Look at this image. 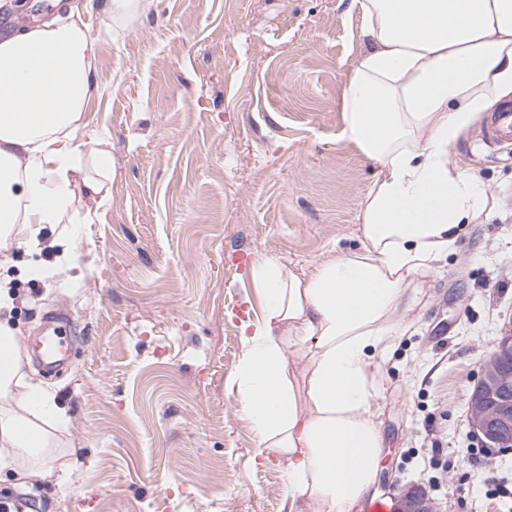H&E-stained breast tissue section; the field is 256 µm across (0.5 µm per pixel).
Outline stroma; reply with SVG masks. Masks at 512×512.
<instances>
[{
	"mask_svg": "<svg viewBox=\"0 0 512 512\" xmlns=\"http://www.w3.org/2000/svg\"><path fill=\"white\" fill-rule=\"evenodd\" d=\"M58 0H0V33L66 16ZM353 0H155L104 39L82 141L112 146L111 195L82 225L75 268H10L22 341L47 316L73 349L37 372L70 415L63 486L0 473L33 512H281L284 466L264 463L231 384L255 292L234 261L308 268L358 245L376 169L340 138L364 37ZM452 157L486 188L453 249L415 282L407 329L380 364L378 488H424L441 512H512V451L487 457L467 425L483 359L512 322V154Z\"/></svg>",
	"mask_w": 512,
	"mask_h": 512,
	"instance_id": "obj_1",
	"label": "stroma"
}]
</instances>
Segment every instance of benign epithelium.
Here are the masks:
<instances>
[{"label":"benign epithelium","mask_w":512,"mask_h":512,"mask_svg":"<svg viewBox=\"0 0 512 512\" xmlns=\"http://www.w3.org/2000/svg\"><path fill=\"white\" fill-rule=\"evenodd\" d=\"M483 381L468 399L467 423L485 450L495 455L512 448V325L505 327L482 362ZM400 512H438L422 488L409 490Z\"/></svg>","instance_id":"obj_1"}]
</instances>
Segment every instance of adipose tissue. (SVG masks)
<instances>
[{
    "label": "adipose tissue",
    "mask_w": 512,
    "mask_h": 512,
    "mask_svg": "<svg viewBox=\"0 0 512 512\" xmlns=\"http://www.w3.org/2000/svg\"><path fill=\"white\" fill-rule=\"evenodd\" d=\"M154 0H76L68 15L0 35V251L55 250L70 267L87 204L110 194L106 142L82 147L98 39L146 16ZM365 46L342 98L341 138L379 168L358 213L356 249L294 271L278 257L251 269L261 314L242 326L232 375L265 462L286 463L287 512H366L378 501L384 436L378 362L404 332L412 282L452 248L485 200L450 149L512 95V0H360ZM52 224L64 237L44 242ZM0 278V472L62 484L70 417L27 372Z\"/></svg>",
    "instance_id": "ef3b65f1"
}]
</instances>
